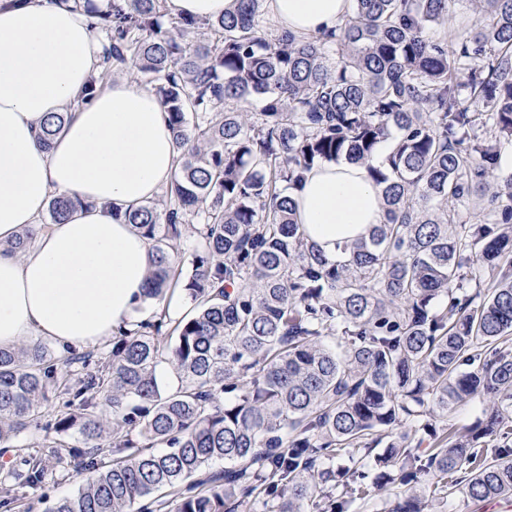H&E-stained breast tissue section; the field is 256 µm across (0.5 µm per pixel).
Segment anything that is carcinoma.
<instances>
[{"label": "carcinoma", "instance_id": "1", "mask_svg": "<svg viewBox=\"0 0 512 512\" xmlns=\"http://www.w3.org/2000/svg\"><path fill=\"white\" fill-rule=\"evenodd\" d=\"M73 2L112 73L154 83L169 113L177 168L122 218L153 244L147 295L178 290L189 311L119 330L107 353L0 349V445L42 434L0 508L44 482L45 456L82 476L48 512L512 501V175L489 180L512 142V0H479L464 32L451 0H352L338 32L310 38L269 35L263 0L205 22L167 19L165 0ZM342 158L382 187L384 223L330 260L290 189ZM474 198L484 222L456 223ZM80 205L53 197L49 223ZM475 396L483 418L442 424Z\"/></svg>", "mask_w": 512, "mask_h": 512}]
</instances>
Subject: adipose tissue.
<instances>
[{
    "instance_id": "obj_1",
    "label": "adipose tissue",
    "mask_w": 512,
    "mask_h": 512,
    "mask_svg": "<svg viewBox=\"0 0 512 512\" xmlns=\"http://www.w3.org/2000/svg\"><path fill=\"white\" fill-rule=\"evenodd\" d=\"M265 9L283 31L315 37L342 23L351 0H265ZM92 75L103 88L85 101ZM56 113L65 121L43 146ZM176 158L155 92L112 75L83 12L59 0H0V348L96 347L139 321L152 243L111 210L160 196ZM64 193L81 207L45 223L49 200ZM291 196L304 235L333 260L340 243L383 221L381 188L358 163L315 166ZM27 229L30 246L12 250Z\"/></svg>"
}]
</instances>
